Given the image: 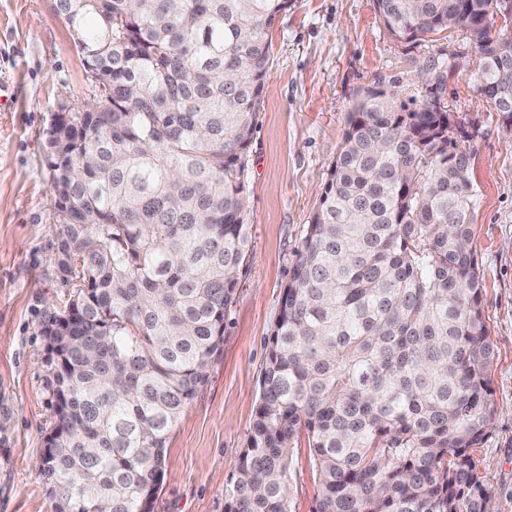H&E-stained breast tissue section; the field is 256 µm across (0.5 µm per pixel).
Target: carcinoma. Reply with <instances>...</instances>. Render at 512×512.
<instances>
[{
  "label": "carcinoma",
  "instance_id": "1",
  "mask_svg": "<svg viewBox=\"0 0 512 512\" xmlns=\"http://www.w3.org/2000/svg\"><path fill=\"white\" fill-rule=\"evenodd\" d=\"M512 0H374L406 42L465 31L477 90L512 109ZM292 0H57L97 93L60 103L47 166L57 267L80 287L43 323L56 512H151L165 443L224 343L249 255L247 148L276 17ZM96 22L89 26L88 17ZM359 92L266 342L225 512H288L306 441L314 512H488L473 449L494 349L471 247V152L440 101Z\"/></svg>",
  "mask_w": 512,
  "mask_h": 512
}]
</instances>
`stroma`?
Returning <instances> with one entry per match:
<instances>
[{
    "label": "stroma",
    "instance_id": "35a3bbf8",
    "mask_svg": "<svg viewBox=\"0 0 512 512\" xmlns=\"http://www.w3.org/2000/svg\"><path fill=\"white\" fill-rule=\"evenodd\" d=\"M268 35L270 75L246 156L251 253L210 379L169 432L154 512H225L258 405L265 341L353 99L380 80L409 102L422 90L418 67L432 58L446 74L442 103L473 151L471 239L495 349V421L475 459L496 512H512V113L477 91L464 31L401 42L373 0H294ZM0 86V512H56V488L35 465L54 424L41 330L73 287L57 270L46 131L60 95L84 99L92 90L56 0H0ZM291 454L289 512H313L309 450Z\"/></svg>",
    "mask_w": 512,
    "mask_h": 512
}]
</instances>
